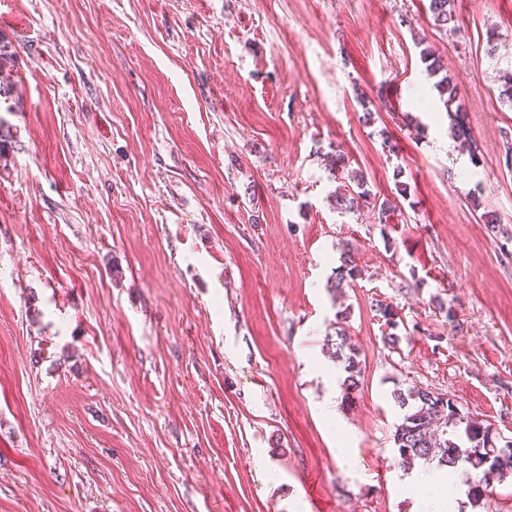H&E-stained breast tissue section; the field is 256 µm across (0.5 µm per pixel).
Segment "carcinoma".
<instances>
[{
    "label": "carcinoma",
    "mask_w": 512,
    "mask_h": 512,
    "mask_svg": "<svg viewBox=\"0 0 512 512\" xmlns=\"http://www.w3.org/2000/svg\"><path fill=\"white\" fill-rule=\"evenodd\" d=\"M428 11L434 25L444 29L454 18V0H429ZM428 72L439 77L436 89L443 97L444 106L452 120L454 135L462 146L471 151L474 141L465 124V113L459 101L457 86L448 74L444 73L442 59L430 47L420 52ZM357 188L353 195L336 198V208L343 211L358 209L360 202L372 198L367 189V180L358 172L349 174ZM408 187L405 183L396 184V195L383 198L378 205V218L396 210L401 201L407 199ZM361 275V269L353 256L347 254L336 273L335 288L351 285ZM341 342L336 344L333 358L343 364L347 373L343 381L344 391L358 385L361 374L358 353L347 345L345 329L336 331ZM394 400L403 410V416L395 425L393 441L402 463L412 465L418 460H437L450 468L458 462H465L474 470L482 472L484 483L494 478H504L512 474V441L503 440L500 432L490 422L475 420L461 414L456 400L444 393L414 386L405 392L394 393Z\"/></svg>",
    "instance_id": "1"
}]
</instances>
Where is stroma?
Returning a JSON list of instances; mask_svg holds the SVG:
<instances>
[{
	"label": "stroma",
	"mask_w": 512,
	"mask_h": 512,
	"mask_svg": "<svg viewBox=\"0 0 512 512\" xmlns=\"http://www.w3.org/2000/svg\"><path fill=\"white\" fill-rule=\"evenodd\" d=\"M427 7L0 0V512H512V476L473 508L480 472L393 442L412 386L512 439V0ZM426 46L474 157L437 146ZM335 148L409 184L387 222L337 209ZM422 61L426 63V69L433 76L441 78L436 82V89L440 97H443L444 106L448 112V116L452 120V129L454 135L460 140L462 146L474 154L476 147L472 136L465 124V113L459 101V93L457 86L452 82L451 78L444 71L442 59L435 54L430 47H425L420 52ZM446 96V97H445ZM474 147V150H473ZM360 275L361 269L357 265L355 258L350 254H346L343 256L342 264L336 273V291H341L345 286H350ZM336 335L338 339L341 340V342L336 343V349L333 353V358L343 364V369L348 374L342 383L344 386L345 396H347L350 393L348 391L354 389L358 385L357 377H360L361 374V368L359 367L360 362L357 361L359 355L355 348L351 347V345H347V338L344 328L336 331ZM346 348L349 351L348 353L345 352Z\"/></svg>",
	"instance_id": "stroma-1"
}]
</instances>
